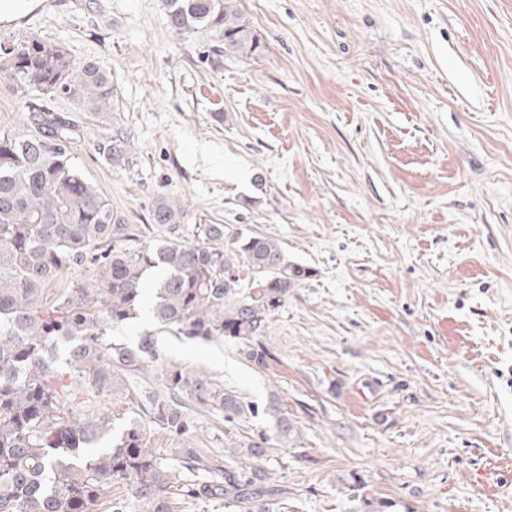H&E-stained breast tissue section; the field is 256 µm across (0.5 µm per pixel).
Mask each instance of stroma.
Segmentation results:
<instances>
[{"instance_id":"1","label":"stroma","mask_w":512,"mask_h":512,"mask_svg":"<svg viewBox=\"0 0 512 512\" xmlns=\"http://www.w3.org/2000/svg\"><path fill=\"white\" fill-rule=\"evenodd\" d=\"M264 45L215 56L161 0H43L0 39L35 35L112 77L131 138L71 101L74 162L132 224L157 196L184 224L278 239L309 269L262 344L158 333L168 359L246 401L279 397L293 446L262 461L279 512H512V0H238ZM0 73V130L29 101ZM205 447L272 428L193 409ZM130 137L118 122L112 121V130L104 135L97 144L99 154L112 163L113 167L129 164Z\"/></svg>"}]
</instances>
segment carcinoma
<instances>
[{
    "label": "carcinoma",
    "instance_id": "1",
    "mask_svg": "<svg viewBox=\"0 0 512 512\" xmlns=\"http://www.w3.org/2000/svg\"><path fill=\"white\" fill-rule=\"evenodd\" d=\"M173 34H206L224 56L259 57L264 46L236 0H162ZM0 70L24 89L61 96L81 112L107 119L118 111L112 77L96 63L35 36L0 42ZM34 131H0V512H184L214 502L247 512H276L279 489L261 467L270 442L286 443L295 423L271 399L273 434L239 444L240 460L197 447V424L185 398L224 414L258 408L203 372L169 361L152 335L135 345L108 331L140 314L149 273L150 309L165 332L189 340H231L244 358L267 367L259 341L288 291L310 271L288 260L268 236L229 234L223 224L182 227L185 208L155 199L144 225L112 204L74 165V129L37 103ZM130 137L112 123L97 144L114 167L129 163ZM89 268L90 281L50 304L43 292L64 271ZM139 374L154 387L131 384ZM121 395L142 415L114 430L100 400ZM160 429L180 441L176 463L151 446ZM131 496L112 497V486Z\"/></svg>",
    "mask_w": 512,
    "mask_h": 512
}]
</instances>
